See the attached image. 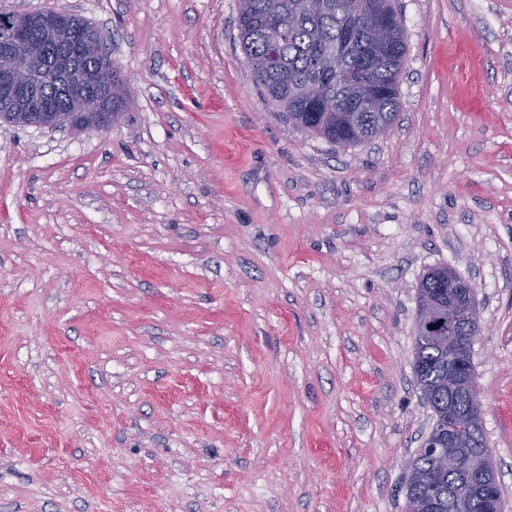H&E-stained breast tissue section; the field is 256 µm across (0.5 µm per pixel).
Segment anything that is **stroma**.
I'll return each mask as SVG.
<instances>
[{
	"mask_svg": "<svg viewBox=\"0 0 512 512\" xmlns=\"http://www.w3.org/2000/svg\"><path fill=\"white\" fill-rule=\"evenodd\" d=\"M398 3L399 118L342 148L265 100L238 0H0L130 78L98 134L0 120V512H405L438 266L512 508V0ZM448 271L446 279L449 289H459L464 295L465 302L461 313L466 318L469 334L463 348V357L458 363L459 372L454 376L452 392H460L467 395L471 392L475 377L473 354L469 348L472 347L482 331V314L475 302V287L470 281L461 278L454 270L447 267H435L430 269L422 278L419 285V304L424 298L438 299L443 295L445 272ZM470 346V347H469Z\"/></svg>",
	"mask_w": 512,
	"mask_h": 512,
	"instance_id": "1",
	"label": "stroma"
}]
</instances>
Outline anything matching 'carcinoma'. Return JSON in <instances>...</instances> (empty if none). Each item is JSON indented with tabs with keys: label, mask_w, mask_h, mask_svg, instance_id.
<instances>
[{
	"label": "carcinoma",
	"mask_w": 512,
	"mask_h": 512,
	"mask_svg": "<svg viewBox=\"0 0 512 512\" xmlns=\"http://www.w3.org/2000/svg\"><path fill=\"white\" fill-rule=\"evenodd\" d=\"M239 0L238 41L256 84L280 108L288 122L338 146L363 143L382 134L400 112V77L407 44L395 0H373L393 19L377 37L363 19L366 0ZM277 41L278 65L268 63ZM100 63L92 51L76 61L90 76ZM61 107L88 112H122L125 85L112 75V100L75 103L53 89ZM446 267L430 269L419 285V299L443 295ZM464 332L459 322L442 321L433 334L414 337L416 384L432 412H448V346ZM433 466L422 452L411 463L406 485L408 512H448V494L468 512H484L472 486L458 472L421 482Z\"/></svg>",
	"instance_id": "carcinoma-1"
}]
</instances>
